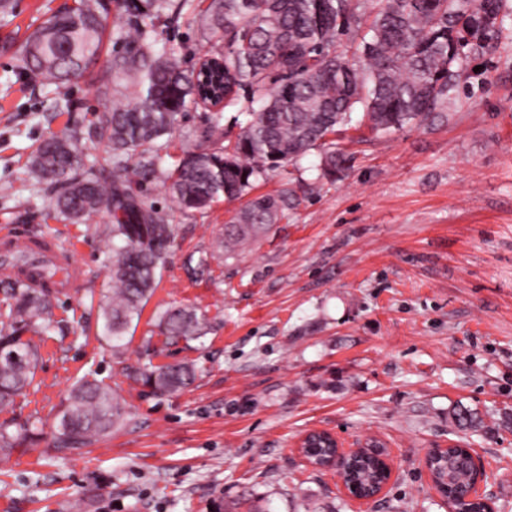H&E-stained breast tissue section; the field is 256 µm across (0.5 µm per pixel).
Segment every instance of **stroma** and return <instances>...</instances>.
Returning a JSON list of instances; mask_svg holds the SVG:
<instances>
[{"label": "stroma", "instance_id": "obj_1", "mask_svg": "<svg viewBox=\"0 0 512 512\" xmlns=\"http://www.w3.org/2000/svg\"><path fill=\"white\" fill-rule=\"evenodd\" d=\"M64 2L14 0L0 20V185L12 187L0 195V233L56 240L83 287L58 297L38 392L0 422L51 420L91 369L128 419L79 455L0 456V512H448L423 459L454 442L493 472L485 493L496 512H512V428L502 425L512 413V0L483 48L463 58L447 121L353 133L332 182L320 179L314 151L260 182L262 194L290 182L309 191L258 243L214 259L213 279L193 280L184 259L210 249L234 203L185 214L161 180L140 187L178 236L118 355L96 338L113 261L108 216L55 218L26 174L43 139L86 131L109 106L87 79L70 106L56 105L16 69L28 26ZM159 33L185 66L206 49L191 20ZM181 305L206 314L204 342L167 346L154 335L155 313ZM140 359L191 361L200 377L157 397L121 373ZM456 404L480 412L484 430L457 429ZM314 429L349 447L385 442L397 459L386 492L360 507L333 472L308 466L294 442Z\"/></svg>", "mask_w": 512, "mask_h": 512}]
</instances>
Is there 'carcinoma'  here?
Returning <instances> with one entry per match:
<instances>
[{
    "instance_id": "carcinoma-1",
    "label": "carcinoma",
    "mask_w": 512,
    "mask_h": 512,
    "mask_svg": "<svg viewBox=\"0 0 512 512\" xmlns=\"http://www.w3.org/2000/svg\"><path fill=\"white\" fill-rule=\"evenodd\" d=\"M491 18L479 19L480 0H209L198 13L207 56L220 68L206 88L219 97L211 102L201 91L203 74L182 65L174 49H157L156 23L174 24L196 0H72L63 4L16 48L17 69L43 86L53 87L56 104H68L72 85L88 76L98 92L112 97V109L98 115L87 136L106 144L104 155L81 169L79 133L52 137L37 148L31 179L45 186L50 205L64 218L81 223L106 214L105 228L114 263L110 288L99 300L102 334L113 350L124 346L132 321L153 295L158 270L175 240L167 216L135 195L131 187L165 176L167 190L184 212L203 213L215 202L246 199L224 225L211 251L186 258L189 275L213 277L214 254H233L262 238L284 211L299 200L288 187L277 195H251L256 183L309 151H320L319 178L333 180L344 169V153L329 136L339 129L390 134L413 123L420 126L444 118L448 97L460 77L456 67L463 50L481 48L496 30L501 0H487ZM126 16L128 29L116 41L105 65L111 7ZM346 43L345 52L336 48ZM205 108L202 125L189 136L196 145L171 169L162 164L169 141L186 112ZM237 109L245 122L229 139L223 112ZM21 277L0 302V412L18 396L37 392L36 370L41 345L34 337L52 326L57 295L27 285L22 275L34 273L55 282L60 268L16 251ZM164 343L206 337V316L193 307L158 312ZM125 376L169 395L194 384L198 369L191 362L123 367ZM464 430L482 427L478 412L462 404L451 410ZM123 407L111 388L88 372L62 400L51 422L49 456L72 455L109 435L123 423ZM43 422H0V455L28 450L40 442ZM448 467L459 477L443 494L462 501L470 488L463 476L465 451L448 448ZM383 479L377 459L353 462L348 482L363 493Z\"/></svg>"
}]
</instances>
